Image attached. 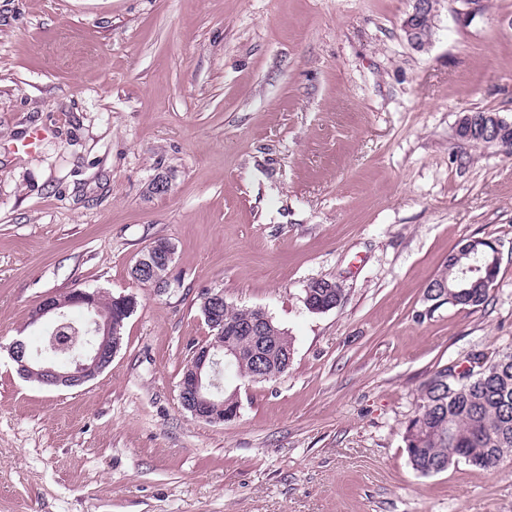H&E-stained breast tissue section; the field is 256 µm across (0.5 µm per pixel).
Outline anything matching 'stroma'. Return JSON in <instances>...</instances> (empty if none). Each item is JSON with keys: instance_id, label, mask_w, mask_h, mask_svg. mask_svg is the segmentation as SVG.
<instances>
[{"instance_id": "1", "label": "stroma", "mask_w": 512, "mask_h": 512, "mask_svg": "<svg viewBox=\"0 0 512 512\" xmlns=\"http://www.w3.org/2000/svg\"><path fill=\"white\" fill-rule=\"evenodd\" d=\"M0 0V512H512V459L415 471L418 388L512 351V0ZM168 184L164 194L156 182ZM500 250L485 304L429 309L463 240ZM174 247L169 287L131 268ZM315 279L343 290L310 312ZM137 301L111 365L76 388L24 378L47 297ZM261 308L290 336L229 422L178 383L201 306ZM432 0H414L412 12L408 14L403 23V28L408 41L416 48H425L431 37V30L422 26V17L427 13L432 14ZM480 135L483 144H505L512 147V123L497 112H463L457 121L456 135L470 141ZM174 258V249L171 245H156L153 244L148 248V251H145L134 263L133 267L140 269L142 271H148L146 265H150L152 259L158 260L165 265H169L172 263ZM140 270H136L134 273V279L138 282H144L147 285L154 288L155 292L162 293L166 291V287L164 283L160 280L151 279L150 281L142 280L143 277L140 275Z\"/></svg>"}]
</instances>
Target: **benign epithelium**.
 <instances>
[{"mask_svg": "<svg viewBox=\"0 0 512 512\" xmlns=\"http://www.w3.org/2000/svg\"><path fill=\"white\" fill-rule=\"evenodd\" d=\"M428 13H432V0H414L412 12L403 23L408 41L420 49L429 43L431 37V30L422 26V17ZM456 135L463 141L478 135L484 144L512 146V123L496 112H464L457 121ZM173 258L172 246H150L134 263L137 268L134 279L142 281L140 272L147 270L151 261L158 260L169 265ZM98 301L99 291L85 288H75L61 298L51 296L44 299L34 311L32 322L45 316L58 321L68 317L67 309L81 308L91 314L87 323L88 345L62 351L51 341L48 347L32 353L25 342L16 340L10 346L11 357L19 365L22 374L46 386L76 387L103 372L119 350V343L114 339L118 327L112 325L110 320L101 322L92 316V311L98 308ZM240 357L239 349L224 343L222 335L196 346L192 351L191 362L179 382V398L182 406L193 417L211 423L224 422V412L215 411V407L224 406V398L213 376L221 365L234 364Z\"/></svg>", "mask_w": 512, "mask_h": 512, "instance_id": "1", "label": "benign epithelium"}]
</instances>
